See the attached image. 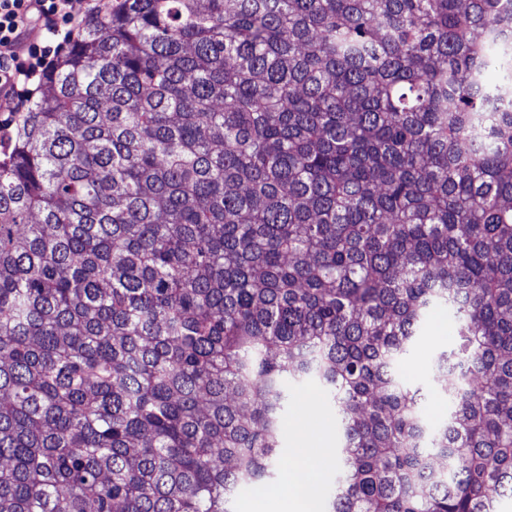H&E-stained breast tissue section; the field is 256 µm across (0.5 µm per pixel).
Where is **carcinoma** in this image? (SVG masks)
<instances>
[{"instance_id": "obj_1", "label": "carcinoma", "mask_w": 512, "mask_h": 512, "mask_svg": "<svg viewBox=\"0 0 512 512\" xmlns=\"http://www.w3.org/2000/svg\"><path fill=\"white\" fill-rule=\"evenodd\" d=\"M41 87L0 149V512H234L310 389L323 512L512 498V0H112ZM438 336V337H437ZM454 321L448 310H437L430 315L424 335L416 346L411 358L403 367V376L409 383H424L430 391L426 404L432 422L442 421L447 413L446 401L433 390L432 357L440 348L450 349L455 345ZM305 424L317 432L318 440L309 445V456L312 458H320L324 454L325 448H332L335 446L334 437V422L328 418L324 410L320 407L318 413L312 414L310 417L307 415Z\"/></svg>"}]
</instances>
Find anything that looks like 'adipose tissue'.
<instances>
[{
    "label": "adipose tissue",
    "mask_w": 512,
    "mask_h": 512,
    "mask_svg": "<svg viewBox=\"0 0 512 512\" xmlns=\"http://www.w3.org/2000/svg\"><path fill=\"white\" fill-rule=\"evenodd\" d=\"M302 448L290 454L282 471L288 483V494L284 499V512H319L321 490L317 481V462L311 461L305 449L314 441L315 435L306 428L298 430Z\"/></svg>",
    "instance_id": "ef3b65f1"
}]
</instances>
